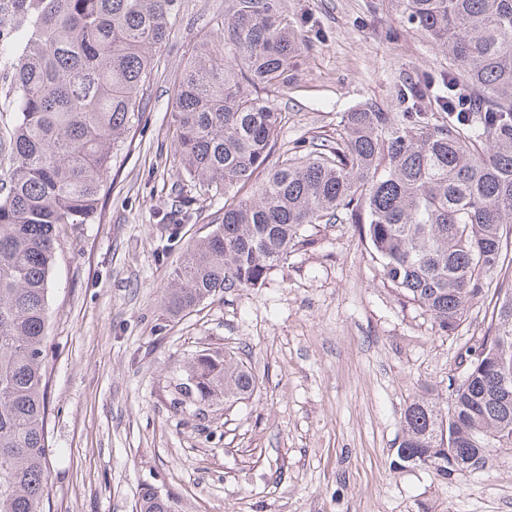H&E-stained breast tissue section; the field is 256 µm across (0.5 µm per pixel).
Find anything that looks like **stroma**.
<instances>
[{
    "label": "stroma",
    "mask_w": 512,
    "mask_h": 512,
    "mask_svg": "<svg viewBox=\"0 0 512 512\" xmlns=\"http://www.w3.org/2000/svg\"><path fill=\"white\" fill-rule=\"evenodd\" d=\"M309 43L285 90L274 160L302 140L335 138L343 113L370 102L402 111L407 79L448 59L395 25L385 0H285ZM229 0H184L144 95L145 123L112 161L92 224L68 227L49 295V497L54 512H135L142 487L181 512H512V451L465 476L393 468L409 400L448 382L484 336L489 300L439 330L382 276L351 224L308 228L262 287L189 314L162 294L187 246L223 216L209 200L181 224L174 86ZM240 352L250 399H185L181 366L200 350Z\"/></svg>",
    "instance_id": "stroma-1"
}]
</instances>
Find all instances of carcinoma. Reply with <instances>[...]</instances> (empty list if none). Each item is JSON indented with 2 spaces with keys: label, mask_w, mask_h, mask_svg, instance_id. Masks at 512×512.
<instances>
[{
  "label": "carcinoma",
  "mask_w": 512,
  "mask_h": 512,
  "mask_svg": "<svg viewBox=\"0 0 512 512\" xmlns=\"http://www.w3.org/2000/svg\"><path fill=\"white\" fill-rule=\"evenodd\" d=\"M394 19L448 54L429 79L446 115L422 111L424 83L398 90L406 112L373 103L343 132L270 165L282 120L267 97L288 88L306 40L284 0H232L224 24L184 69L171 121L181 174L224 198L220 224L190 245L163 295L180 314L226 291L262 286L306 227L354 224L384 278L445 332L485 278L512 265V0H385ZM182 0H0V62L14 95L8 170L0 177V512H50L48 291L69 224H89L112 151L139 124L153 51ZM467 351L454 413L428 396L402 416L394 465L464 476L512 450V378L489 369L508 337L512 284ZM184 395L256 390L236 352L184 365ZM139 512H177L143 488Z\"/></svg>",
  "instance_id": "carcinoma-1"
}]
</instances>
